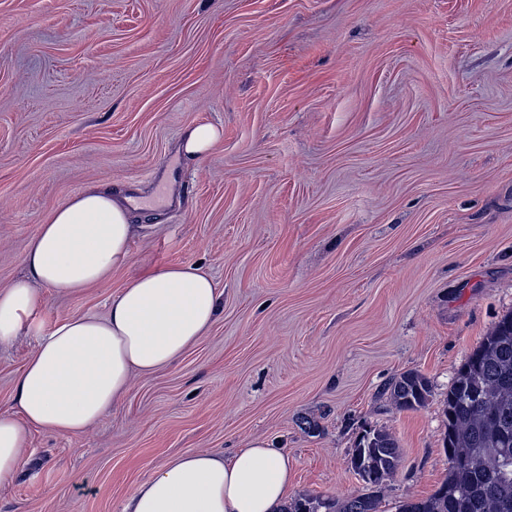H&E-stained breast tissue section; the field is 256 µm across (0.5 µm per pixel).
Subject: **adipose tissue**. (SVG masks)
Segmentation results:
<instances>
[{
  "mask_svg": "<svg viewBox=\"0 0 512 512\" xmlns=\"http://www.w3.org/2000/svg\"><path fill=\"white\" fill-rule=\"evenodd\" d=\"M224 140L223 127L185 129L181 156L194 160ZM126 198L91 187L54 208L24 255L27 279L0 291V345L11 343L45 305L43 288L76 292L128 266L135 226ZM221 292L193 265L158 267L129 278L106 317L74 316L42 336L0 410V484L13 480L31 429L70 436L95 424L130 391L133 373L177 361L212 327ZM292 459L255 440L225 457L191 450L139 483L124 512H277Z\"/></svg>",
  "mask_w": 512,
  "mask_h": 512,
  "instance_id": "ef3b65f1",
  "label": "adipose tissue"
}]
</instances>
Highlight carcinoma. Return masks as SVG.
<instances>
[{"label": "carcinoma", "mask_w": 512, "mask_h": 512, "mask_svg": "<svg viewBox=\"0 0 512 512\" xmlns=\"http://www.w3.org/2000/svg\"><path fill=\"white\" fill-rule=\"evenodd\" d=\"M393 405L417 410L431 394L418 372L388 383ZM443 448L448 477L435 492L402 504L399 512H512V313L502 316L471 352L448 390ZM399 466L397 443L371 429L360 438L350 467L372 487L382 488ZM379 497L357 496L341 503L300 496L284 512H378Z\"/></svg>", "instance_id": "1"}]
</instances>
